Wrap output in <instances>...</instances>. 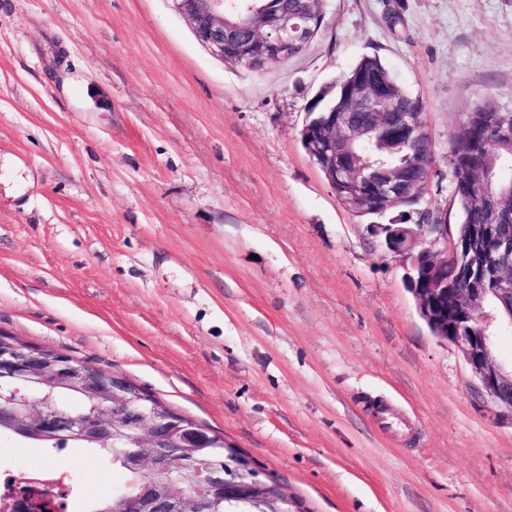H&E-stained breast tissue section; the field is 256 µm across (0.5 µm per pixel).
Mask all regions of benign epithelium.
Segmentation results:
<instances>
[{
	"label": "benign epithelium",
	"mask_w": 512,
	"mask_h": 512,
	"mask_svg": "<svg viewBox=\"0 0 512 512\" xmlns=\"http://www.w3.org/2000/svg\"><path fill=\"white\" fill-rule=\"evenodd\" d=\"M197 38L215 55L248 69L286 59L297 46L310 43L326 18V0H303L301 15L288 13V0H264L247 9L238 27L225 25L226 0H175ZM339 106L307 112L301 135L319 140L317 162L328 182L344 175L349 209L357 214H383L401 205L414 189H423L432 173L433 152L422 113L400 102L395 80L354 71L340 86ZM465 140L452 161L465 173L469 189L494 199L493 224H473L466 238L448 237L447 211L435 208L428 224H369L367 231L383 237L385 248L401 258L405 282L421 317L439 340L458 347L477 380L478 400H487L512 416V360L494 354L492 326L512 327V181L496 183L481 160L492 147H512V113L497 103L482 112H467L462 121ZM380 130L409 150V164L384 168L363 160L352 145ZM454 281H448V264ZM71 356L31 346L0 331V380L17 386L0 388V425L23 436L44 437L92 431L98 442H110L124 430L137 435L140 450L130 466L147 472L163 491L125 498V512H219L226 499H258L263 512H298L296 502L278 483L258 478L248 459L230 470L201 461L199 487L189 496L172 473V459L181 449L210 445L212 431L197 422L179 420L166 404L157 405L132 391L125 378L110 373L93 377L71 364ZM33 383L75 390L94 405L85 418L67 405L31 388Z\"/></svg>",
	"instance_id": "7a95c632"
}]
</instances>
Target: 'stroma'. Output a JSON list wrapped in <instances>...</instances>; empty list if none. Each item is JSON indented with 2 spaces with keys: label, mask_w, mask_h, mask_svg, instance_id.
Listing matches in <instances>:
<instances>
[{
  "label": "stroma",
  "mask_w": 512,
  "mask_h": 512,
  "mask_svg": "<svg viewBox=\"0 0 512 512\" xmlns=\"http://www.w3.org/2000/svg\"><path fill=\"white\" fill-rule=\"evenodd\" d=\"M379 57L423 106L420 200L358 215L300 130ZM512 109V0H327L300 54L214 55L175 0H0V331L61 350L220 432L302 512H512V419L473 396L371 224L450 202L481 97ZM80 497L107 460L0 439Z\"/></svg>",
  "instance_id": "35a3bbf8"
}]
</instances>
